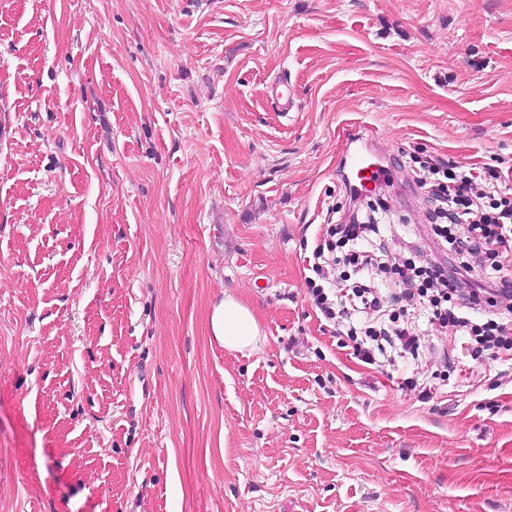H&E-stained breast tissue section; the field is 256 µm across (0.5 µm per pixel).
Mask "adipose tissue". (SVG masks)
I'll list each match as a JSON object with an SVG mask.
<instances>
[{
  "label": "adipose tissue",
  "mask_w": 512,
  "mask_h": 512,
  "mask_svg": "<svg viewBox=\"0 0 512 512\" xmlns=\"http://www.w3.org/2000/svg\"><path fill=\"white\" fill-rule=\"evenodd\" d=\"M211 336L225 350L240 352L254 347L262 335L256 312L239 296L225 293L208 317Z\"/></svg>",
  "instance_id": "ef3b65f1"
}]
</instances>
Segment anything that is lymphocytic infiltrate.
<instances>
[{
    "instance_id": "obj_1",
    "label": "lymphocytic infiltrate",
    "mask_w": 512,
    "mask_h": 512,
    "mask_svg": "<svg viewBox=\"0 0 512 512\" xmlns=\"http://www.w3.org/2000/svg\"><path fill=\"white\" fill-rule=\"evenodd\" d=\"M413 179L423 192L426 243L402 240L408 256L397 259L380 235L386 195L352 198L342 221L313 248L306 281L313 306L333 323L368 314L347 337L354 357L369 365L380 355H418L424 338L403 307L409 298L438 337H462L472 360H512V193L501 190L496 167L431 155L420 159ZM340 265L355 277L343 288L328 276Z\"/></svg>"
}]
</instances>
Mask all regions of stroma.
I'll return each instance as SVG.
<instances>
[{"label": "stroma", "instance_id": "1", "mask_svg": "<svg viewBox=\"0 0 512 512\" xmlns=\"http://www.w3.org/2000/svg\"><path fill=\"white\" fill-rule=\"evenodd\" d=\"M355 128L391 252L413 155L512 188V0H0V512H512V364L368 365L311 305ZM351 136L346 155L341 162L345 182L349 190L365 196L380 185H385L390 176L389 169L382 157L371 149L368 137L360 131H354ZM211 336L225 350L241 352L254 347L263 336L256 312L239 296L225 293L208 317Z\"/></svg>", "mask_w": 512, "mask_h": 512}]
</instances>
